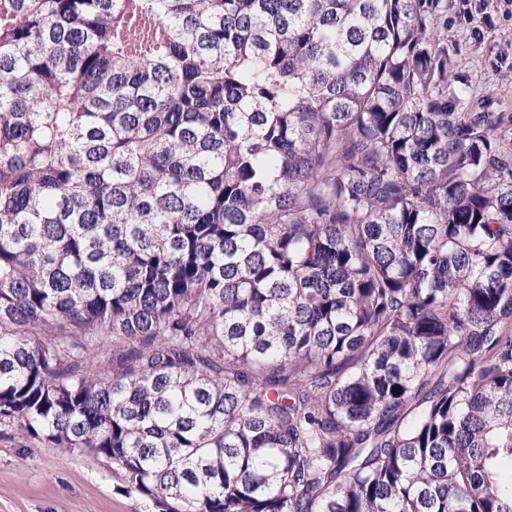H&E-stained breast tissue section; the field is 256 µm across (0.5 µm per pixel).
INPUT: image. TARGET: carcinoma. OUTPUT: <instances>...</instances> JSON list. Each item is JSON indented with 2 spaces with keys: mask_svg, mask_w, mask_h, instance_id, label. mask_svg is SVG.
I'll return each mask as SVG.
<instances>
[{
  "mask_svg": "<svg viewBox=\"0 0 512 512\" xmlns=\"http://www.w3.org/2000/svg\"><path fill=\"white\" fill-rule=\"evenodd\" d=\"M447 0H0V440L159 512H512V117Z\"/></svg>",
  "mask_w": 512,
  "mask_h": 512,
  "instance_id": "carcinoma-1",
  "label": "carcinoma"
}]
</instances>
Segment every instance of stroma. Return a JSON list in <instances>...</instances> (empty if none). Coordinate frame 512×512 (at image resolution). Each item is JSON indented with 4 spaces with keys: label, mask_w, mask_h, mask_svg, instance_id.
<instances>
[{
    "label": "stroma",
    "mask_w": 512,
    "mask_h": 512,
    "mask_svg": "<svg viewBox=\"0 0 512 512\" xmlns=\"http://www.w3.org/2000/svg\"><path fill=\"white\" fill-rule=\"evenodd\" d=\"M448 52L472 112L512 115V6L448 0ZM0 512H157L89 454L0 440Z\"/></svg>",
    "instance_id": "obj_1"
}]
</instances>
